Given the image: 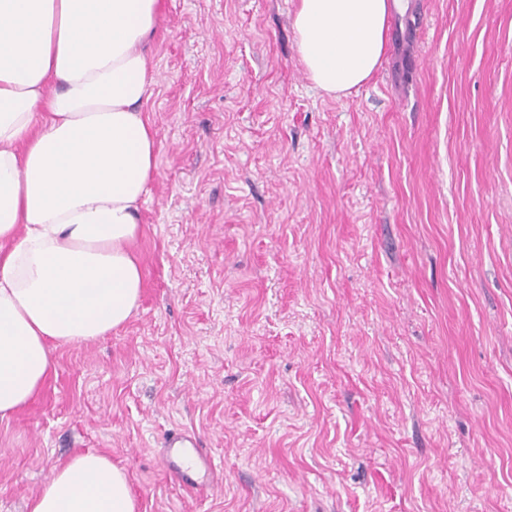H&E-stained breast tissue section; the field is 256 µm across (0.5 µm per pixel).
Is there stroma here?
Returning <instances> with one entry per match:
<instances>
[{"mask_svg":"<svg viewBox=\"0 0 512 512\" xmlns=\"http://www.w3.org/2000/svg\"><path fill=\"white\" fill-rule=\"evenodd\" d=\"M407 2L335 97L296 0H164L141 300L0 419V512L88 451L139 512H512V0ZM214 466L213 458L203 454L185 433L169 434L165 439L162 467L182 485L196 490L206 487V475ZM201 472L204 473L202 477L199 476Z\"/></svg>","mask_w":512,"mask_h":512,"instance_id":"35a3bbf8","label":"stroma"}]
</instances>
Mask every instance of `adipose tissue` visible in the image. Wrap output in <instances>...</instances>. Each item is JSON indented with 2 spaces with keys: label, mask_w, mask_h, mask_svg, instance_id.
<instances>
[{
  "label": "adipose tissue",
  "mask_w": 512,
  "mask_h": 512,
  "mask_svg": "<svg viewBox=\"0 0 512 512\" xmlns=\"http://www.w3.org/2000/svg\"><path fill=\"white\" fill-rule=\"evenodd\" d=\"M397 0H297L308 79L368 82ZM162 0H0V419L25 409L52 352L127 322L143 288L139 204L156 170L146 47ZM127 473L75 455L29 512H137Z\"/></svg>",
  "instance_id": "obj_1"
}]
</instances>
